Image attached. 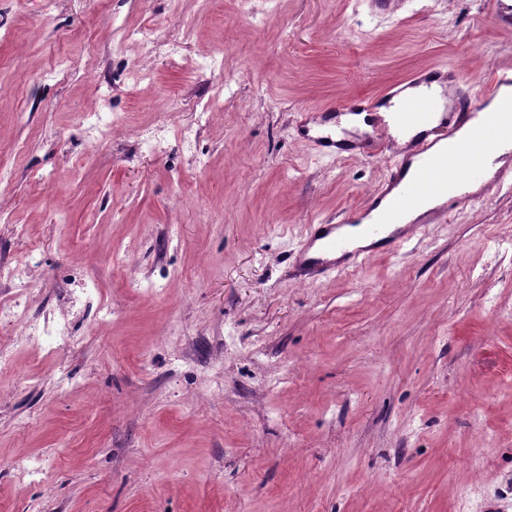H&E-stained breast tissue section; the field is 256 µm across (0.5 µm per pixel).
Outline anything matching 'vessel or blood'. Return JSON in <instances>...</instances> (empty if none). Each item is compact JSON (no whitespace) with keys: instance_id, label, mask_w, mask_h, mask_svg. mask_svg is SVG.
Listing matches in <instances>:
<instances>
[{"instance_id":"1","label":"vessel or blood","mask_w":512,"mask_h":512,"mask_svg":"<svg viewBox=\"0 0 512 512\" xmlns=\"http://www.w3.org/2000/svg\"><path fill=\"white\" fill-rule=\"evenodd\" d=\"M512 90V67L492 71L482 94L465 93L455 70L415 72L373 99L354 98L318 111L301 109L297 136L323 156H389L386 174L363 206L326 224L310 225L294 258L293 274L310 279L341 273L377 254H399L421 224L441 223L449 210L470 202V184L483 180L504 145L512 146V105L484 112L485 101ZM364 115L372 133L343 126L344 115ZM432 210H424L427 201ZM379 223L365 227L370 245L352 246L345 227L372 210ZM423 220H414L417 211Z\"/></svg>"}]
</instances>
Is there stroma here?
<instances>
[{
  "label": "stroma",
  "instance_id": "stroma-1",
  "mask_svg": "<svg viewBox=\"0 0 512 512\" xmlns=\"http://www.w3.org/2000/svg\"><path fill=\"white\" fill-rule=\"evenodd\" d=\"M508 65L493 0H0V263L35 264L0 298L72 332L0 328V512H512V178L400 255L287 274L387 166L321 156L299 109ZM94 108L122 124L90 137ZM23 336L29 340L36 336H47L51 340V347L59 351L70 344L72 333L66 319L53 317L45 318L38 324L35 321L28 322Z\"/></svg>",
  "mask_w": 512,
  "mask_h": 512
}]
</instances>
